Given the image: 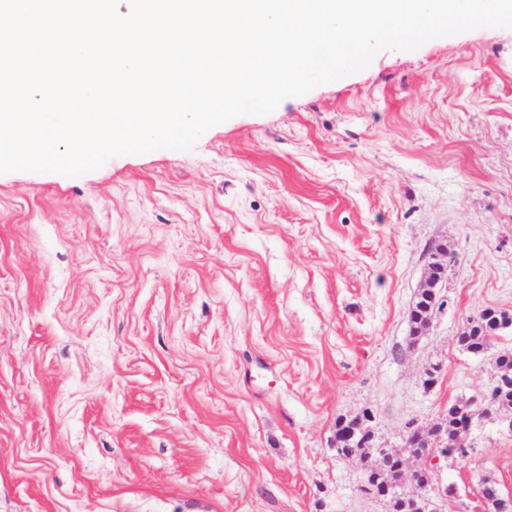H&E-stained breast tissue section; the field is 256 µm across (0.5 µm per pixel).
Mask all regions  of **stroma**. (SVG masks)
<instances>
[{
	"mask_svg": "<svg viewBox=\"0 0 512 512\" xmlns=\"http://www.w3.org/2000/svg\"><path fill=\"white\" fill-rule=\"evenodd\" d=\"M488 308L512 313V29L380 52L189 151L0 174V512H387L336 423L395 448L483 402L512 332L457 337ZM465 444L438 512H481L487 478L512 502V435Z\"/></svg>",
	"mask_w": 512,
	"mask_h": 512,
	"instance_id": "stroma-1",
	"label": "stroma"
}]
</instances>
